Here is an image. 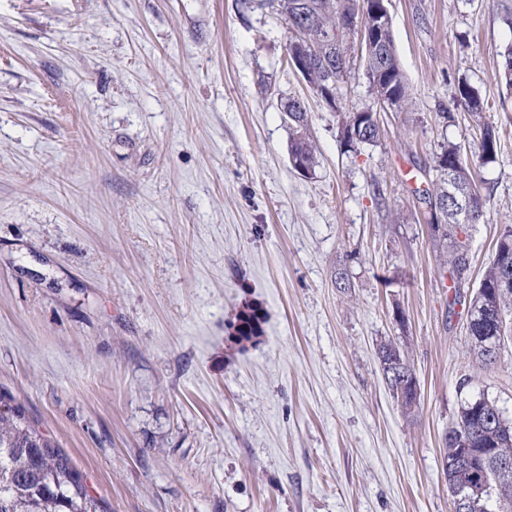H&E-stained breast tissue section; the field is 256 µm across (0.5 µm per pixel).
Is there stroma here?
Returning a JSON list of instances; mask_svg holds the SVG:
<instances>
[{
	"instance_id": "obj_1",
	"label": "stroma",
	"mask_w": 512,
	"mask_h": 512,
	"mask_svg": "<svg viewBox=\"0 0 512 512\" xmlns=\"http://www.w3.org/2000/svg\"><path fill=\"white\" fill-rule=\"evenodd\" d=\"M387 6L412 102L356 154L289 66L284 18L253 0H0V395L111 512H453L460 407L512 419V338L477 357L413 195L441 143L472 159L481 126L499 130L472 297L512 225V0ZM348 55L342 112L375 104ZM387 341L416 373L414 416ZM457 98L467 105L468 111L474 116H479L485 109L484 101L466 79L458 80ZM284 112L292 130L290 155L295 170L311 174L316 166V147L307 133V112L299 98H288ZM377 357L381 363L386 383L400 403L403 412L408 415L413 414L417 408L418 398L414 397V389L411 386L413 379L417 380L413 368L402 356L399 346L392 341L379 345ZM401 370L406 371V379L400 380L398 373Z\"/></svg>"
}]
</instances>
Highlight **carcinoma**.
<instances>
[{
    "label": "carcinoma",
    "mask_w": 512,
    "mask_h": 512,
    "mask_svg": "<svg viewBox=\"0 0 512 512\" xmlns=\"http://www.w3.org/2000/svg\"><path fill=\"white\" fill-rule=\"evenodd\" d=\"M262 4L285 16L293 33L288 39V56L308 58L302 77L319 97L327 87L342 82L346 70L350 33L341 31V22L360 13L370 14L376 0H262ZM376 43L377 48L365 57L371 90L375 98L390 102L393 109L402 112L408 108L409 85L396 52L392 22L377 27ZM457 98L475 116L485 109L484 101L465 79L458 80ZM284 112L292 130V165L295 170L310 174L316 166V147L307 133L305 105L292 97L284 103ZM381 135L378 120L367 109L344 115L343 138L350 151L358 153L364 146L375 145ZM499 148V132L488 125L481 130L475 160L463 157L456 144L446 141L435 156L434 168L443 174L440 183L414 190L416 198L429 209L431 230L450 240L444 269L454 288V305L462 303L461 273L470 267L468 228L481 223L484 217L486 198L478 171L496 160ZM450 190L455 191L464 207L442 205ZM506 259L512 262L511 225L497 239L495 255L480 281V287L494 288L496 292L486 301L481 297L469 301L481 309V316L467 321L468 335L486 365L496 359L489 356L484 341L506 335V317L512 311V280L503 278ZM377 357L403 412L413 414L417 408L413 368L392 341L379 345ZM444 444L448 488L453 497L465 498V512H495L488 508L492 499L500 507L512 509V473L507 487L501 489L490 480L476 492L481 474L468 460L473 452H483L492 472L501 462L512 463V423L493 403L479 398L462 405ZM0 512H110L90 493L84 476L68 454L28 421L21 406L4 396H0Z\"/></svg>",
    "instance_id": "cac0c4a2"
}]
</instances>
